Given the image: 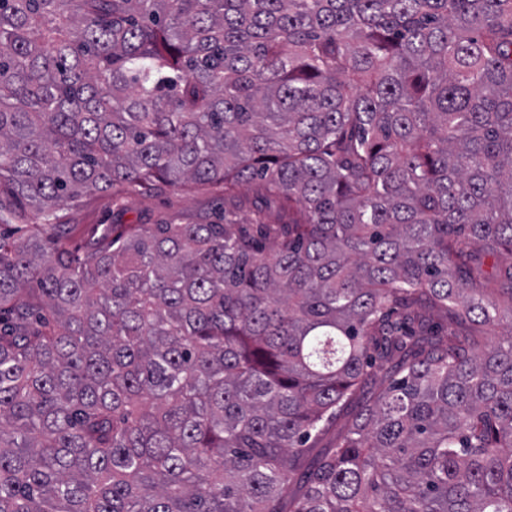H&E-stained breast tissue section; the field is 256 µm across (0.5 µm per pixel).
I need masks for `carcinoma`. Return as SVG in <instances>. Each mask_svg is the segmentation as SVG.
<instances>
[{
	"instance_id": "cac0c4a2",
	"label": "carcinoma",
	"mask_w": 512,
	"mask_h": 512,
	"mask_svg": "<svg viewBox=\"0 0 512 512\" xmlns=\"http://www.w3.org/2000/svg\"><path fill=\"white\" fill-rule=\"evenodd\" d=\"M8 227L0 512H512V0H0ZM223 202L222 193L215 190L189 194L173 190L163 194L136 192L117 203L112 202L109 194H98L82 203L64 206L60 214L66 224H75L74 232L67 236L68 243L86 250L95 224H180L199 217L216 220Z\"/></svg>"
}]
</instances>
